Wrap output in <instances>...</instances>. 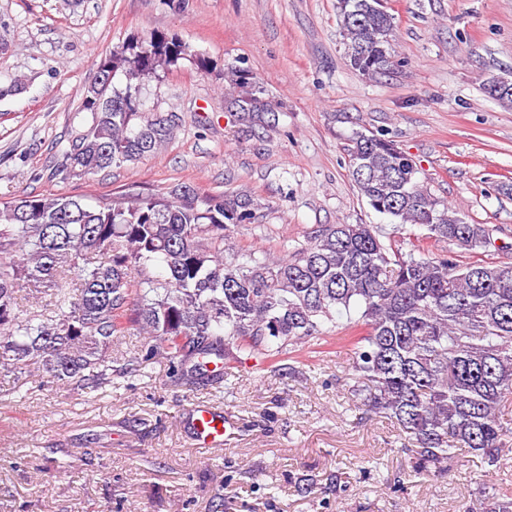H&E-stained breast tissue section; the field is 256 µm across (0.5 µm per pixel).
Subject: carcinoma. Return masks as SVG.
<instances>
[{
    "mask_svg": "<svg viewBox=\"0 0 512 512\" xmlns=\"http://www.w3.org/2000/svg\"><path fill=\"white\" fill-rule=\"evenodd\" d=\"M344 54L367 77L390 71L394 17L383 0H338ZM188 46L164 33L130 39L101 60L82 106L89 129L56 172L88 176L157 153L179 128L174 112L138 111L141 82L177 64ZM122 73L125 87L106 78ZM230 108L248 128L275 114L245 70L229 76ZM348 172L361 197L399 226L453 246L415 256L385 243L372 224H332L291 255L257 259L224 253L226 232L255 218L245 199L202 197L191 186L96 207L59 196H20L0 206V370L97 391L166 356L174 373L204 377V359L257 352L271 367L288 346L350 347L348 400L397 426L415 446L416 470L442 474L461 450L493 475L512 450V261L464 262L492 245L485 224L439 208L416 163L392 141L356 133ZM158 267L163 276L154 277ZM53 292L50 313L17 294ZM359 317L336 338L339 311ZM131 332L141 355L121 365L112 342ZM486 512H512V495H487Z\"/></svg>",
    "mask_w": 512,
    "mask_h": 512,
    "instance_id": "cac0c4a2",
    "label": "carcinoma"
}]
</instances>
